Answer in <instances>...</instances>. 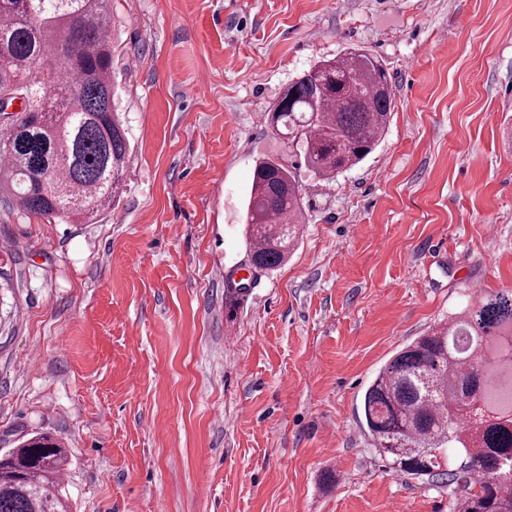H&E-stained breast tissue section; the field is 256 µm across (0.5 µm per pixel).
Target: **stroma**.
<instances>
[{
    "label": "stroma",
    "mask_w": 512,
    "mask_h": 512,
    "mask_svg": "<svg viewBox=\"0 0 512 512\" xmlns=\"http://www.w3.org/2000/svg\"><path fill=\"white\" fill-rule=\"evenodd\" d=\"M394 109L326 181L267 121L347 48ZM131 154L89 224L0 202V450L68 448L71 512H453L361 402L402 347L512 289V0H112ZM296 168L293 253L251 267L258 159Z\"/></svg>",
    "instance_id": "1"
}]
</instances>
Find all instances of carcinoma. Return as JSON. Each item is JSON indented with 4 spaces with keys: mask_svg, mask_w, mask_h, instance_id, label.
Returning a JSON list of instances; mask_svg holds the SVG:
<instances>
[{
    "mask_svg": "<svg viewBox=\"0 0 512 512\" xmlns=\"http://www.w3.org/2000/svg\"><path fill=\"white\" fill-rule=\"evenodd\" d=\"M15 93L29 99L0 124L12 203L67 224L114 206L129 142L113 105L111 0H0V106ZM393 101L381 61L351 48L289 84L271 124L329 180L372 152ZM303 214L296 172L260 160L245 210L254 268L287 259ZM362 414L379 455L445 482L454 512H512V291L408 344L367 388ZM67 461L46 432L1 453L0 512H70Z\"/></svg>",
    "mask_w": 512,
    "mask_h": 512,
    "instance_id": "cac0c4a2",
    "label": "carcinoma"
}]
</instances>
